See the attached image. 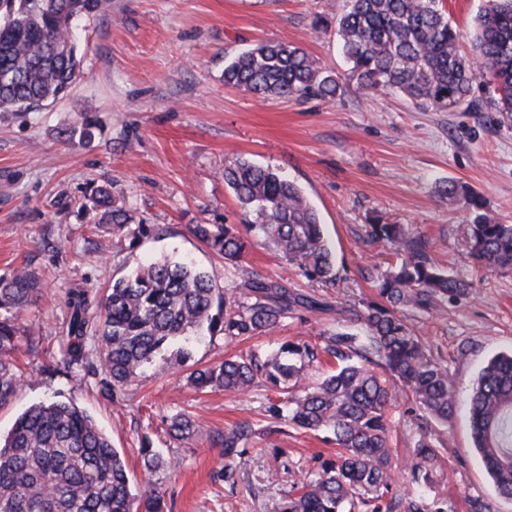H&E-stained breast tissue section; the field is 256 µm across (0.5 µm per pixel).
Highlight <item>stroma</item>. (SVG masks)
<instances>
[{"label":"stroma","mask_w":512,"mask_h":512,"mask_svg":"<svg viewBox=\"0 0 512 512\" xmlns=\"http://www.w3.org/2000/svg\"><path fill=\"white\" fill-rule=\"evenodd\" d=\"M348 0H107L80 23L82 73L61 99L31 112H0V275L26 266L42 292L26 320L39 339L16 353L24 371L15 399L0 408V435L31 403L62 393L110 436L134 477H142V440L166 460L153 479L167 512H277L280 503L333 458L323 434L270 423L272 392L201 391L189 371L249 351L264 356L282 343L319 348L309 381L334 369L325 333L353 326L350 307L377 297V276L398 260L370 243L367 217L410 224L432 239V258L469 280L468 296L431 313L409 311L417 334L444 360L460 399L481 367L512 351V271L475 267L458 244L464 214L434 194L440 179L470 184L491 213L512 223V119L488 107L457 112L416 109L396 94L366 92L346 76L335 25L319 16ZM292 42L338 75L334 100H263L224 83V59L267 40ZM242 157L283 171L320 216L336 258L335 286L311 283L271 246L252 240L245 263L256 276L315 297L322 310H295L269 334L245 341L204 335L179 364L165 351L114 403L82 368L56 371L72 288L101 289L162 255L192 260L216 288L232 268L190 232L193 224H230L246 216L224 182V162ZM109 185L135 219L152 225L137 247L113 237L84 204ZM197 424L193 442L172 438V417ZM250 425L238 454L226 457L225 431ZM445 443L447 474L436 487L448 512L498 498L476 454L465 413L433 424Z\"/></svg>","instance_id":"1"}]
</instances>
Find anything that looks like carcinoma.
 Masks as SVG:
<instances>
[{"label":"carcinoma","instance_id":"cac0c4a2","mask_svg":"<svg viewBox=\"0 0 512 512\" xmlns=\"http://www.w3.org/2000/svg\"><path fill=\"white\" fill-rule=\"evenodd\" d=\"M103 6L104 0H0V112L33 111L68 91L80 77L78 25ZM336 23L349 79L359 88L396 92L424 111L485 103L512 118V0H483L473 42L478 69L462 50V35L443 0H349ZM224 83L261 98L333 99L340 89L335 73L286 40L257 43L225 61ZM477 83L485 96H473ZM224 183L244 212L255 216L251 230L287 264L309 282L336 284L323 224L294 181L237 158L224 163ZM434 193L465 212L460 246L475 265L512 270V224L490 215L465 182L438 180ZM90 201L100 222L130 245L150 233V225L134 222L105 187L94 189ZM367 221L370 241L398 252L401 262L379 276V300L351 312L361 331L326 337L325 352L340 362L336 371L306 384L297 361L316 360L315 348L284 343L262 361L250 353L190 373L199 389L238 393L249 392L260 378L283 394L268 406L271 419L334 436L336 459L323 463L277 512H391L384 492L403 471L409 490L402 512H446L432 494L445 464L431 422L448 424L457 394L447 365L433 357L404 310L430 313L443 300L466 297L471 283L435 265L433 242L421 232L376 213ZM191 232L236 269L238 281L219 293L206 272L161 256L114 281L100 297L71 288L56 372L66 375L79 365L96 373L85 362L88 343H96L100 393L115 403L132 378L172 344L206 333L249 339L273 331L299 307L320 309L316 299L290 293L243 266L247 244L233 226L195 224ZM39 292V278L28 268L0 276V406L22 384L15 353L23 341L34 348L36 337L23 314ZM399 390L412 398L408 415L417 436L401 468L389 446L387 418ZM469 418L474 447L497 495L512 499V352L493 356L479 372ZM169 434L186 441L196 428L178 416ZM247 435L245 425L224 432V455L233 456ZM142 448L144 477L133 485L119 451L91 415L68 399L33 403L0 438V512H166L164 494L152 481L165 459L147 440Z\"/></svg>","mask_w":512,"mask_h":512}]
</instances>
